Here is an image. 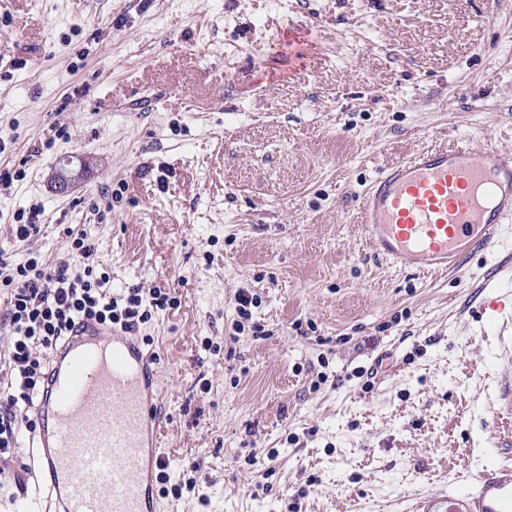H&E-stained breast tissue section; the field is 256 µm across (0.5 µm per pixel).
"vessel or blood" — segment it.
I'll list each match as a JSON object with an SVG mask.
<instances>
[{
  "label": "vessel or blood",
  "mask_w": 512,
  "mask_h": 512,
  "mask_svg": "<svg viewBox=\"0 0 512 512\" xmlns=\"http://www.w3.org/2000/svg\"><path fill=\"white\" fill-rule=\"evenodd\" d=\"M375 254L422 272L448 269L498 241L512 220V153L464 140L383 168L361 196ZM39 421L38 512H161L153 483L167 467L156 360L132 333L88 320L52 352ZM414 512H512V466L483 469Z\"/></svg>",
  "instance_id": "b4317fda"
}]
</instances>
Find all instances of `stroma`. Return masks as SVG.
Segmentation results:
<instances>
[{
  "label": "stroma",
  "instance_id": "1",
  "mask_svg": "<svg viewBox=\"0 0 512 512\" xmlns=\"http://www.w3.org/2000/svg\"><path fill=\"white\" fill-rule=\"evenodd\" d=\"M512 151V0H0V258L95 243L113 294L158 288L164 512H410L512 464L488 250L426 275L374 255L381 167ZM96 164L68 195L58 159ZM43 213L18 241L14 214ZM255 299L236 331V297ZM257 465H249V455Z\"/></svg>",
  "mask_w": 512,
  "mask_h": 512
}]
</instances>
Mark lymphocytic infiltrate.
<instances>
[{"label": "lymphocytic infiltrate", "instance_id": "lymphocytic-infiltrate-1", "mask_svg": "<svg viewBox=\"0 0 512 512\" xmlns=\"http://www.w3.org/2000/svg\"><path fill=\"white\" fill-rule=\"evenodd\" d=\"M94 252L86 234L72 241V260L53 264L28 258L13 265L0 259V323L10 331L9 379L0 388V456L18 444L22 413L34 405L49 372L53 346L85 319L117 325L128 331L146 322L151 308L168 305L158 290L127 289L112 295L108 272L88 263Z\"/></svg>", "mask_w": 512, "mask_h": 512}]
</instances>
